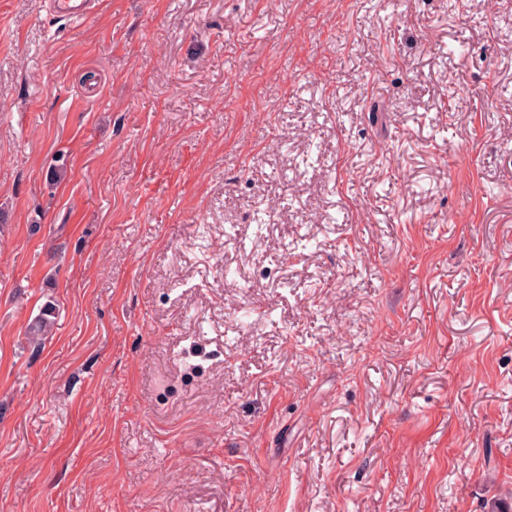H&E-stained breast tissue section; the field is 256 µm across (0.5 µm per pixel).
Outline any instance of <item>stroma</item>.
I'll return each instance as SVG.
<instances>
[{
	"label": "stroma",
	"mask_w": 512,
	"mask_h": 512,
	"mask_svg": "<svg viewBox=\"0 0 512 512\" xmlns=\"http://www.w3.org/2000/svg\"><path fill=\"white\" fill-rule=\"evenodd\" d=\"M505 495L512 0H0V512ZM79 1V2H75ZM92 0H54L55 11L78 19H87L93 8ZM54 312V304L50 302V304L44 305L43 309L41 310V314L28 329L27 335L29 342L38 347L42 344V341L47 338V336L53 335L55 328Z\"/></svg>",
	"instance_id": "35a3bbf8"
}]
</instances>
